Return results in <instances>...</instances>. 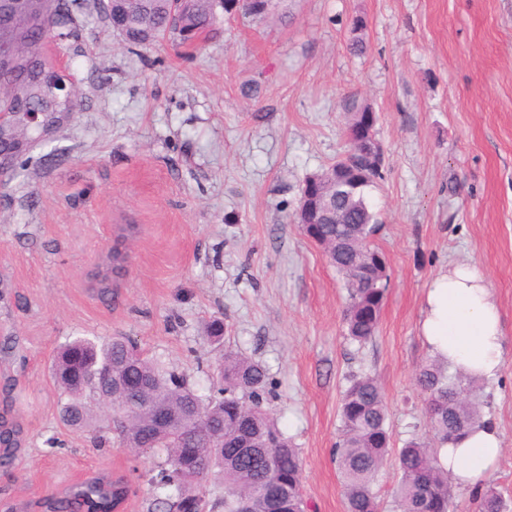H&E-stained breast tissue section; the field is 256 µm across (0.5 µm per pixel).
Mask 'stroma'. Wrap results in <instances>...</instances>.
Wrapping results in <instances>:
<instances>
[{"mask_svg":"<svg viewBox=\"0 0 512 512\" xmlns=\"http://www.w3.org/2000/svg\"><path fill=\"white\" fill-rule=\"evenodd\" d=\"M54 51L81 81L82 109L0 193V399L23 428L0 467V512L131 472L121 512H160L145 480L157 456L131 453L107 423L61 418L51 366L76 336L132 337L205 395L225 351L261 362L311 512H345L332 456L341 393L371 374L394 446L426 435L414 375L431 354L417 325L452 263L483 273L500 312L504 366L480 401L503 456L480 484L512 512V0H281L267 18L225 15L196 46L134 52L94 16ZM363 104L386 156L370 200L390 283L360 346L344 335L341 276L292 216L307 175L345 153V118ZM118 243L130 259L116 275Z\"/></svg>","mask_w":512,"mask_h":512,"instance_id":"35a3bbf8","label":"stroma"}]
</instances>
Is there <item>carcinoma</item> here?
Here are the masks:
<instances>
[{"label": "carcinoma", "mask_w": 512, "mask_h": 512, "mask_svg": "<svg viewBox=\"0 0 512 512\" xmlns=\"http://www.w3.org/2000/svg\"><path fill=\"white\" fill-rule=\"evenodd\" d=\"M235 0H190L181 26L170 25L179 9L177 0H25L12 25L0 29V51L22 60L17 75H0V113L68 112L70 105L45 95V81L55 76L57 60L48 53L52 43L79 36L78 14H104L119 19L122 41L129 50L160 39L192 42L230 13ZM273 0H248L242 12L265 17ZM350 163L369 173L347 186L329 183L331 205L345 224H319L317 234L336 243L329 254L347 293L344 324L347 337L362 346L376 335L388 288L386 266L375 263L382 255L372 245L379 215L368 201V191L381 173L369 159L348 147L322 170ZM112 374L131 384L143 382L145 394L125 400H107ZM52 375L67 396L61 413L75 429L94 425L102 411L121 428L123 445L137 453L164 456L148 474L157 504L167 512H288L294 500L306 512L303 464L298 448L264 406L268 372L264 365L236 353L224 354L222 387L200 394L189 379L137 351L128 337L105 343L77 337L58 351ZM415 381L425 398L424 414L430 439L413 436L392 454L388 410L378 380L367 373L350 377L340 399V434L334 450L346 512H382L376 481L388 461H394L400 479L392 492L393 512H450L454 509L448 472L438 462L440 448L456 446L474 428L484 425L477 391L479 379L450 372L448 363L431 359L418 366ZM163 406L175 417L166 433H152L153 407ZM199 435V451L192 459L198 475L217 468L224 477V498H206L203 486L184 479L185 438ZM22 429L12 408L0 410V447L16 448ZM133 494L132 481L123 475H99L71 485L63 495L38 503L40 512H117ZM478 512H502L500 494L491 486L476 495Z\"/></svg>", "instance_id": "carcinoma-1"}]
</instances>
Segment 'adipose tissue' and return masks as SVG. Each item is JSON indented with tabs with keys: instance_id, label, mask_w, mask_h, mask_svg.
<instances>
[{
	"instance_id": "ef3b65f1",
	"label": "adipose tissue",
	"mask_w": 512,
	"mask_h": 512,
	"mask_svg": "<svg viewBox=\"0 0 512 512\" xmlns=\"http://www.w3.org/2000/svg\"><path fill=\"white\" fill-rule=\"evenodd\" d=\"M420 334L432 354L467 375L497 377L504 365L501 317L494 294L480 271L454 264L429 284L419 323ZM503 452L495 426L464 437L456 447L441 449L439 460L451 481L474 486Z\"/></svg>"
}]
</instances>
